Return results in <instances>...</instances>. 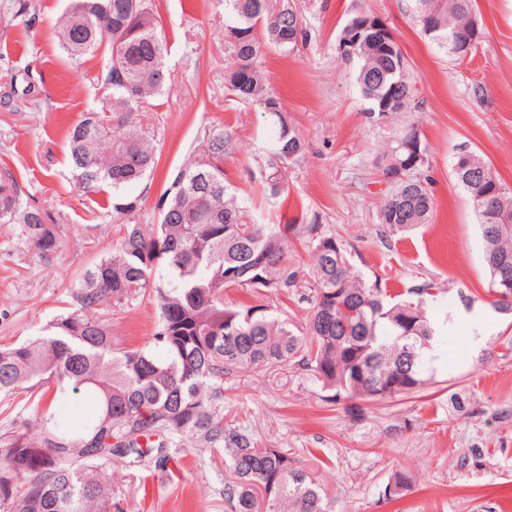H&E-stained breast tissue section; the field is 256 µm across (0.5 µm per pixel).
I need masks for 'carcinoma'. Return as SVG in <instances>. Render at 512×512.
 <instances>
[{"instance_id":"1","label":"carcinoma","mask_w":512,"mask_h":512,"mask_svg":"<svg viewBox=\"0 0 512 512\" xmlns=\"http://www.w3.org/2000/svg\"><path fill=\"white\" fill-rule=\"evenodd\" d=\"M422 34L454 61L468 57L474 0H409ZM377 17H350L362 27L350 55L368 102V115L389 127L373 166L396 179L384 190L378 223L389 236L425 224L435 199L427 147L405 124L423 106L407 60L396 45L376 46ZM152 0H71L58 21L62 47L74 57H107L98 74L109 97L68 128L78 186L88 198L112 189L119 246L103 254L71 286L60 313L18 345H0V512H112L115 458L134 466L173 461L171 448L192 446L224 455L230 479L224 500L232 512H331L321 484L286 448H260L250 433L224 425V377L242 369L293 362L309 372L334 404L341 398L383 401L412 394L431 381L444 357L445 336L423 308L427 288L393 293L381 277L364 280L346 249L313 215L306 224H266L224 177L231 138L207 127L194 150L169 176L156 203L159 223L142 224L137 200L120 192L157 166L150 131L132 114L168 84L167 45ZM224 39L230 49L224 87L266 119L267 158L259 170L264 193L288 192L289 163L305 143L270 88L259 58L267 43L291 53L308 39L286 0H224ZM478 220L488 292L512 272V195L495 204L503 186L478 158L482 185L456 169ZM0 224H16L48 257L61 239L49 215L23 202L15 172L0 167ZM306 240L309 278L289 263L288 231ZM247 288L253 301L224 300ZM309 289L305 330L274 317L270 301ZM147 300L156 310L149 343L123 347L112 338V313ZM398 387H391V383ZM78 399L92 405L76 427L54 407ZM396 473L383 498L408 488ZM263 500H258V495Z\"/></svg>"}]
</instances>
